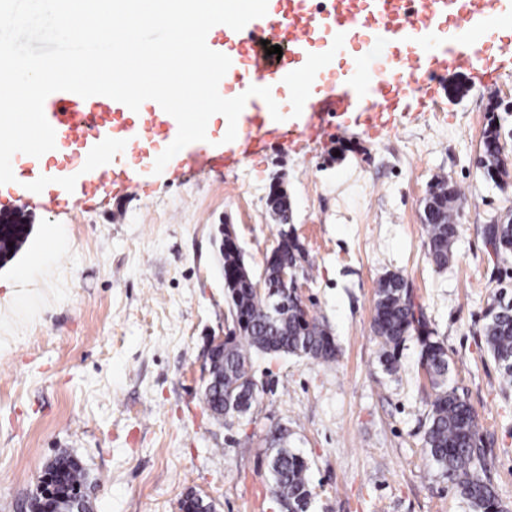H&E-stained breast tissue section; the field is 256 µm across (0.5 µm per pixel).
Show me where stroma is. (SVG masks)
<instances>
[{
	"instance_id": "obj_1",
	"label": "stroma",
	"mask_w": 512,
	"mask_h": 512,
	"mask_svg": "<svg viewBox=\"0 0 512 512\" xmlns=\"http://www.w3.org/2000/svg\"><path fill=\"white\" fill-rule=\"evenodd\" d=\"M512 57L445 75L428 106L411 100L386 128L351 123L320 144L272 150L220 172L171 170L70 212L20 208L0 185V212L30 233L0 262V512H28L60 452L84 469L90 512H181L193 493L214 512H283L268 462L277 428L308 465V512H470L441 476L423 434L433 390L407 339L387 369L372 329L375 291L401 273L448 351L450 380L473 408L493 457L492 482L512 512V386L481 333L499 279L484 224L512 209L478 164L489 123L512 132ZM310 267L299 283L328 324L330 362L255 356L257 397L243 416L213 419L203 361L233 321L217 238L232 224L261 274L281 230L268 206L274 176ZM465 200L448 267L426 255L430 186Z\"/></svg>"
}]
</instances>
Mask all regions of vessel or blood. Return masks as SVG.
<instances>
[{"mask_svg":"<svg viewBox=\"0 0 512 512\" xmlns=\"http://www.w3.org/2000/svg\"><path fill=\"white\" fill-rule=\"evenodd\" d=\"M277 33L291 51L270 65L262 42ZM211 48L232 64L221 79V96L267 86L281 113L305 120L291 129L275 121L267 104L249 98L237 121V136L208 127L207 139L184 147L171 168L221 171L270 148H298L327 136L329 120L362 122L374 131L385 114L407 99H431V85L447 72H462L475 55L492 61L512 55V0H334L319 13L308 0H268L265 16L237 41L222 26L210 31ZM56 147L25 156L16 178L36 172L77 171L80 195L88 200L124 186L153 168L175 139L176 120L157 102L139 111L109 97L82 98L58 91L44 102ZM67 191L44 186L37 197L44 212L64 211Z\"/></svg>","mask_w":512,"mask_h":512,"instance_id":"obj_1","label":"vessel or blood"}]
</instances>
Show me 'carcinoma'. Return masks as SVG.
I'll list each match as a JSON object with an SVG mask.
<instances>
[{
    "label": "carcinoma",
    "mask_w": 512,
    "mask_h": 512,
    "mask_svg": "<svg viewBox=\"0 0 512 512\" xmlns=\"http://www.w3.org/2000/svg\"><path fill=\"white\" fill-rule=\"evenodd\" d=\"M500 127L489 124L483 135V153L487 164L485 177L493 183L512 178V170L499 158ZM268 205L277 223L292 221L288 195L278 187L270 188ZM464 201L448 182L434 185L424 200L422 223L426 231L429 261L445 268L451 261L453 245L459 235L460 210ZM29 228L14 213H0V260L14 256L25 243ZM484 243L497 244L495 257L502 264L512 258V218L507 217L482 228ZM224 268V288L228 312L237 323L239 335L227 336L224 349L216 353L222 365V380L203 390L204 403L215 418L246 414L255 396L250 391L252 354L293 355L308 360L336 359L337 347L327 326L316 317H305L304 307L293 293L280 288L282 264L303 267L306 252L299 243L280 248L279 261L265 267L269 292L258 297L252 290L237 244L227 242L220 250ZM412 289L400 273L389 272L379 281L373 315V331L381 340L386 366L397 361L399 347L407 337L417 334L421 345L420 366L430 376L434 397L430 401L428 425L423 445L443 476L456 487L471 512H503L489 476L486 441L476 415L448 381V353L443 342L428 329L423 306L419 318L412 312ZM482 336L503 378L512 385V300L493 295L484 311ZM271 491L286 505V512H307L311 489L304 458L283 446L275 449L269 461ZM63 476L54 488L62 512H90L86 499L75 498V489L86 481L83 470L69 456L60 454L48 465L46 473Z\"/></svg>",
    "instance_id": "cac0c4a2"
}]
</instances>
